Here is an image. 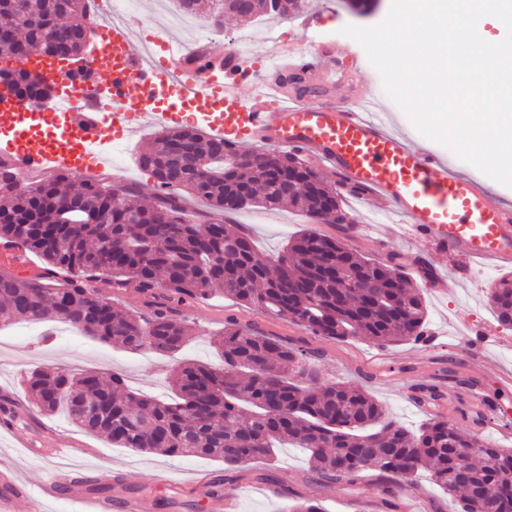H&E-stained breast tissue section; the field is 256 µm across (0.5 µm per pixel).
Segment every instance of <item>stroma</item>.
<instances>
[{
	"label": "stroma",
	"mask_w": 512,
	"mask_h": 512,
	"mask_svg": "<svg viewBox=\"0 0 512 512\" xmlns=\"http://www.w3.org/2000/svg\"><path fill=\"white\" fill-rule=\"evenodd\" d=\"M391 0H376L369 12L360 13L350 0H309V11L321 12L323 22L315 32L319 41L333 43L335 55H322L315 61L316 68L337 66L351 70L356 60H363L364 72L356 83L337 94L344 105L353 104L360 96H368L370 86L380 83L379 72L366 60L364 48L354 39L343 35L347 25L369 27L384 20ZM302 15L264 21L228 17L223 28L213 30L210 46L220 54L231 51L234 36L254 34V42L245 55L252 66L266 64V44L257 40V33L268 28L278 29L282 41L302 43L306 34L301 27ZM158 127L146 125L124 143L122 154L113 159V168L121 184L136 185L146 197L155 192V183L137 166L135 159L141 149L148 147L159 135ZM346 210L357 224H369L375 229L376 241L365 240L355 233L353 248L381 261L397 259L404 263L423 261L426 272H411L410 278L424 298L430 319L433 352H426L423 344L399 343L378 348L372 341L360 338L348 342H334L311 337L312 347L320 355L313 361L323 379L344 381L368 392L379 401L390 417L413 428L425 417V409L411 396L423 375H431L433 384L443 386L461 381L480 382L483 392L491 400L501 424L492 431L495 442L512 448V392L499 389L488 373V363H495L512 371V351L491 347L484 356H466L457 338L460 322L477 327L495 325L496 319L489 304V294L504 275V268L490 262L473 264L468 278L458 276L454 260L447 253L422 242L404 245L400 240L401 218L394 212L382 211L366 202L345 198ZM279 222L266 223L265 210L246 209L231 214V223L243 225L253 235L259 257L276 255L289 235L303 229L318 228L332 233L331 225H314L309 216L283 205L278 209ZM455 280V288L441 294L434 289V275ZM196 334L191 343L172 357H160L147 352H127L111 344L83 336L69 326L55 322L31 325L21 322L0 329V394H20L22 382L29 370L37 366H51L65 370H93L103 378L118 374L128 387L137 393L152 397L170 396L168 378L171 371L185 360H194L213 366L221 359L211 345L213 333L222 330L224 318L233 314L241 321L255 319L253 310L240 306L234 300L215 295L187 309ZM40 419L55 425V436L39 439L38 447L54 448L59 443L77 438L93 448L92 457L79 460L81 470L98 474L100 493L111 495L127 493L140 496L147 512H205V492L192 484L197 472L205 471L213 478L212 489L241 488L238 512H284L285 507L298 497L316 498L326 512H379L375 506L372 486L351 489L340 483L319 480L312 470L305 451L299 448L277 449L276 462L267 465L258 460L235 469H227L222 462L196 456L167 457L148 452L118 448L103 436L90 434L67 418L65 411L41 414ZM33 429L16 426L14 432H0V456L12 459L21 478L28 484L38 482L40 463L25 449V441ZM171 470L173 480L161 486L154 482L157 468Z\"/></svg>",
	"instance_id": "stroma-1"
}]
</instances>
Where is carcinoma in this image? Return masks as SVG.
<instances>
[{
	"label": "carcinoma",
	"mask_w": 512,
	"mask_h": 512,
	"mask_svg": "<svg viewBox=\"0 0 512 512\" xmlns=\"http://www.w3.org/2000/svg\"><path fill=\"white\" fill-rule=\"evenodd\" d=\"M210 2L205 19L217 27L231 14L285 16L300 7V0H284L280 9L268 0ZM86 17L85 0H0V59L24 62L25 47L64 61L81 59ZM177 143L191 161L172 157ZM267 155L183 127L155 137L138 155V166L156 185L151 199L128 201L136 187L92 178L73 189L68 172L22 189L17 181L0 185V240L37 257L44 270L37 278L0 272V324L61 319L129 351L171 355L191 338L184 310L220 291L330 340L426 341L427 306L403 265L351 248L347 228L334 236L306 230L262 261L244 229L225 223L226 214L245 207L288 204L311 216L341 204L336 187L312 169L308 179L294 180L286 169H271ZM235 192L244 193L243 203L225 206ZM186 194L212 209L208 223L186 218ZM64 209L91 213L94 222L64 224ZM104 274L113 291L139 294L147 314L117 310L94 286ZM490 306L498 323L511 328V276L492 289ZM214 346L224 365L175 368L173 401L127 392L118 377L107 382L95 372L73 375L53 367L32 370L22 394L45 413L66 410L85 431L121 448L194 455L236 468L269 461L275 444L287 443L308 451L320 479L351 487L367 482L365 470L372 468L378 474L370 485L383 512H398L401 489L423 471L448 495V512H486L484 500L455 482L454 471L465 463L477 480L497 489L498 512H512V448L484 444L439 412L409 429L364 390L320 381L309 367L310 351L259 323L225 319ZM127 415L136 417L137 427L123 428Z\"/></svg>",
	"instance_id": "carcinoma-1"
}]
</instances>
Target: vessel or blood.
Returning a JSON list of instances; mask_svg holds the SVG:
<instances>
[{"label":"vessel or blood","instance_id":"vessel-or-blood-1","mask_svg":"<svg viewBox=\"0 0 512 512\" xmlns=\"http://www.w3.org/2000/svg\"><path fill=\"white\" fill-rule=\"evenodd\" d=\"M138 18L116 24L100 35L85 67L96 70L104 56H113L104 84L82 82L67 62L32 53L28 69L43 76L53 99L62 107L48 112L39 102H22L0 90V160L23 177L40 178L66 171L79 178L97 177L109 165L100 147L107 139L123 137L129 121L145 117V101L155 88L177 76L192 88L206 107L210 127L234 146L261 143L303 155L318 169L336 173L343 184L357 188L360 200L393 209L407 225L411 238L426 239L463 263L485 259L512 266V209L494 203L477 178L453 171L447 159L415 142L398 140L381 116L354 104L340 107L335 90L348 85L352 74L340 68L315 71L316 51L301 46L271 45L266 55L275 71L316 76L331 97L304 104H276V84L250 81L246 69L225 64L209 48L197 54L207 69L186 61L177 45L162 62L137 52ZM55 125L43 126L47 114ZM80 443L65 448H37L46 463L37 489L24 482L13 461H0V512H15L27 501L30 512H46L62 492L82 502L88 512H145L133 496L90 497L77 482L76 468L62 459L82 451Z\"/></svg>","mask_w":512,"mask_h":512}]
</instances>
